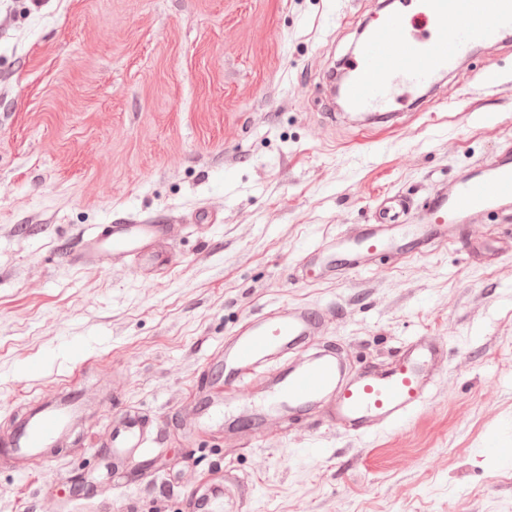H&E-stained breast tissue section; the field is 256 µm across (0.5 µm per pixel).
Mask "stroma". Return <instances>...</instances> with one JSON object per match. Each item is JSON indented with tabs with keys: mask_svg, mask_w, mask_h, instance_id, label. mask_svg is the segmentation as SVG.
<instances>
[{
	"mask_svg": "<svg viewBox=\"0 0 512 512\" xmlns=\"http://www.w3.org/2000/svg\"><path fill=\"white\" fill-rule=\"evenodd\" d=\"M379 0H0V512H187L224 479L223 512H512V223L466 253L388 250L300 268L385 195L512 149V50L476 52L397 126L337 114L326 78ZM171 224L162 275L80 255L110 224ZM331 309L289 354L340 349L348 375L439 337L444 373L398 425L352 436L318 407L229 433L277 364L228 385L214 365L257 313ZM85 394L80 442L12 460L27 414ZM224 425L184 424L203 396ZM161 426L121 488L98 446L113 416Z\"/></svg>",
	"mask_w": 512,
	"mask_h": 512,
	"instance_id": "35a3bbf8",
	"label": "stroma"
}]
</instances>
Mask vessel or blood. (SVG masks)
<instances>
[{"label":"vessel or blood","mask_w":512,"mask_h":512,"mask_svg":"<svg viewBox=\"0 0 512 512\" xmlns=\"http://www.w3.org/2000/svg\"><path fill=\"white\" fill-rule=\"evenodd\" d=\"M510 44L512 0H417L412 15L386 13L366 33L344 65L349 78L341 89L342 101L350 111L368 119L387 114L393 106L406 104L414 90L436 89L439 80L457 71L475 49ZM486 213L506 223L512 221V151L437 186L421 208H414L405 198L385 196L367 224L352 236L349 263L361 266L377 251L391 249L406 238L426 246L460 226L466 227L468 241H476L481 235L479 217ZM172 230L169 224H113L90 236L86 251L116 264L133 257L158 272L170 262L162 244ZM325 323V312L315 309L260 314L225 347L218 362L225 381L242 382L248 367L288 354L320 335ZM445 358L437 339L424 336L409 343L387 367L367 370L344 383L340 380L343 356L327 348L278 373L260 419L268 425L286 412L318 404L328 424L364 435L424 407L429 386L440 376ZM77 410L71 400L33 416L14 440L17 453L56 446ZM101 445L112 456L111 481L116 487L128 480L125 463L129 458L145 457L154 450L143 420L131 413L113 418ZM228 485L240 493L249 488L248 481L234 470H225L223 484L211 496L189 501L190 512H213L212 497L222 496Z\"/></svg>","instance_id":"1"}]
</instances>
